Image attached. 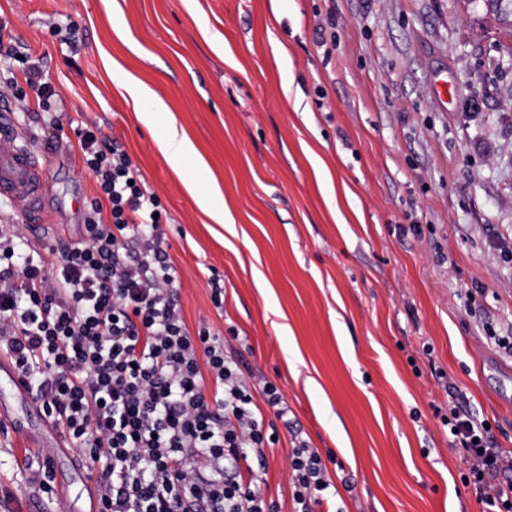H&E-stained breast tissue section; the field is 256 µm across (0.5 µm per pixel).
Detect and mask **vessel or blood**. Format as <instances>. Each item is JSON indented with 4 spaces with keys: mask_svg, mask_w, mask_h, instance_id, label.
Segmentation results:
<instances>
[{
    "mask_svg": "<svg viewBox=\"0 0 512 512\" xmlns=\"http://www.w3.org/2000/svg\"><path fill=\"white\" fill-rule=\"evenodd\" d=\"M51 162L27 145L0 148V201L7 202L29 222H39L42 202L50 188Z\"/></svg>",
    "mask_w": 512,
    "mask_h": 512,
    "instance_id": "vessel-or-blood-1",
    "label": "vessel or blood"
}]
</instances>
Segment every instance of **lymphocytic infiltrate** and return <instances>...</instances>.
Masks as SVG:
<instances>
[{"instance_id":"lymphocytic-infiltrate-1","label":"lymphocytic infiltrate","mask_w":512,"mask_h":512,"mask_svg":"<svg viewBox=\"0 0 512 512\" xmlns=\"http://www.w3.org/2000/svg\"><path fill=\"white\" fill-rule=\"evenodd\" d=\"M0 98L50 112L59 94L39 59L0 39ZM76 134L98 189L80 240L52 246L48 263L0 224V348L91 463L99 512H280L264 492L266 452L288 414L280 389L255 388L223 333L188 328L160 198L96 126ZM442 422L483 512H512V452L466 406ZM289 469L294 512L332 497L316 450L293 448Z\"/></svg>"}]
</instances>
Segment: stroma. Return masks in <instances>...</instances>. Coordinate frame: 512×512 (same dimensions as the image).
<instances>
[{
	"label": "stroma",
	"mask_w": 512,
	"mask_h": 512,
	"mask_svg": "<svg viewBox=\"0 0 512 512\" xmlns=\"http://www.w3.org/2000/svg\"><path fill=\"white\" fill-rule=\"evenodd\" d=\"M0 19L64 101L53 145L0 105L53 163L43 225L15 224L78 240L95 184L75 128L118 142L167 211L187 326L235 329L254 386L288 405L266 459L281 512L299 438L332 512H482L439 414L448 379L512 451V357L494 344L512 336V57L473 69L512 24L485 0H0ZM69 19L72 47L53 32ZM131 78L149 95L132 100ZM172 124L194 147L179 161L160 147ZM216 191L222 224L200 206ZM28 457L45 454L0 433V512H89L91 475L42 493Z\"/></svg>",
	"instance_id": "1"
}]
</instances>
